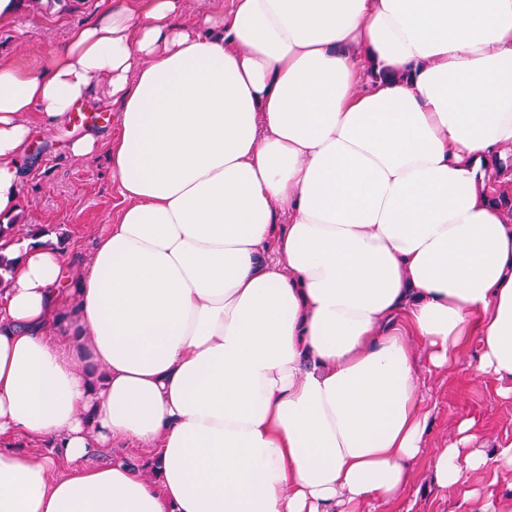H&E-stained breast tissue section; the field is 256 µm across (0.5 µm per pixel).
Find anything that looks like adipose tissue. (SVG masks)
<instances>
[{"label":"adipose tissue","mask_w":512,"mask_h":512,"mask_svg":"<svg viewBox=\"0 0 512 512\" xmlns=\"http://www.w3.org/2000/svg\"><path fill=\"white\" fill-rule=\"evenodd\" d=\"M115 0L0 60V217L32 128L94 94L121 206L89 262L0 239V512H372L424 450L421 372L512 379V0ZM39 441L18 453L16 437ZM123 441L156 473L121 457ZM469 417L430 458L512 512ZM225 0H194L190 11L181 17L182 22H196L206 16L215 15ZM510 150V154L509 153ZM512 150L510 147L505 148L503 153L507 156L506 162L501 161V159L495 158L494 163L492 164L491 171L488 173V181L492 186L496 187L491 195V200L496 205L500 206L508 213L512 215V192L508 191L505 186L508 181L504 180V176L509 172L512 173ZM504 186V187H503ZM510 484H512V466L497 462L486 471L475 474L471 485L477 488L481 497L494 500L512 495Z\"/></svg>","instance_id":"obj_1"}]
</instances>
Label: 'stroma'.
<instances>
[{"instance_id":"1","label":"stroma","mask_w":512,"mask_h":512,"mask_svg":"<svg viewBox=\"0 0 512 512\" xmlns=\"http://www.w3.org/2000/svg\"><path fill=\"white\" fill-rule=\"evenodd\" d=\"M109 5L110 0H71L65 6L34 2L23 6L14 20L0 24V59L14 57L38 65L47 53L64 45L73 26L99 18ZM114 115L101 101L83 107L79 119L38 131L24 161L30 174L20 182L22 225L62 237L69 255L77 260L91 256L95 239L114 220L120 198L106 154L83 162L71 157L67 147L72 138L88 131L108 137L115 128ZM472 362L470 354H462L454 371L426 380L424 401L433 425L425 446H448L458 414L472 416L485 452L497 459L491 468L473 476L472 485L481 497L494 500L512 494V466L499 460L501 451L512 445V397H501L502 380L475 373ZM392 512H468V505L461 493L433 484L424 456Z\"/></svg>"}]
</instances>
